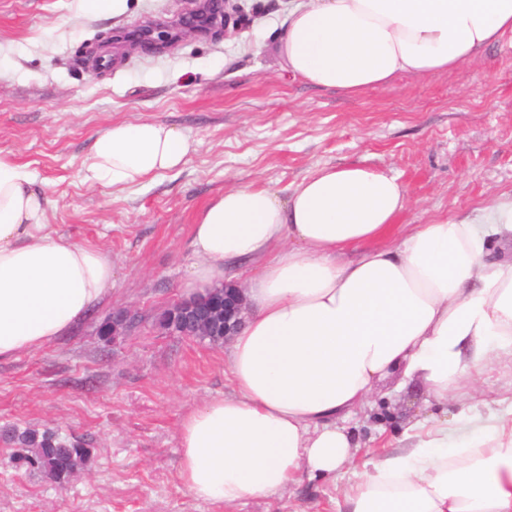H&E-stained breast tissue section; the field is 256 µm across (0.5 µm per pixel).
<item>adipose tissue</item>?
<instances>
[{
    "label": "adipose tissue",
    "instance_id": "obj_1",
    "mask_svg": "<svg viewBox=\"0 0 512 512\" xmlns=\"http://www.w3.org/2000/svg\"><path fill=\"white\" fill-rule=\"evenodd\" d=\"M512 37V0H289L277 36L281 69L359 95L405 74L452 71ZM192 143L154 121L97 133L89 177L115 190L182 164ZM47 200L27 166L0 152V359L74 328L112 290L98 247L48 233ZM410 194L397 176L325 166L288 194L226 189L195 218L187 295L221 286L253 260L252 311L233 338L232 391L187 412L178 477L194 497L230 508L354 466L342 427L391 371L419 375L431 408L390 453L365 461L338 512H512V402L469 413L478 376L512 355V202L464 221L400 231ZM359 250L341 262L338 251ZM459 403L456 438L437 410Z\"/></svg>",
    "mask_w": 512,
    "mask_h": 512
}]
</instances>
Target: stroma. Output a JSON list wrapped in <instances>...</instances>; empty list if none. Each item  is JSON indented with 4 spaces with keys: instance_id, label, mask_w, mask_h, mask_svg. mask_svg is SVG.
I'll return each instance as SVG.
<instances>
[{
    "instance_id": "stroma-1",
    "label": "stroma",
    "mask_w": 512,
    "mask_h": 512,
    "mask_svg": "<svg viewBox=\"0 0 512 512\" xmlns=\"http://www.w3.org/2000/svg\"><path fill=\"white\" fill-rule=\"evenodd\" d=\"M202 0H128L119 16L83 0H0V150L35 175L48 231L99 247L112 293L50 344L0 359V512H336L323 480L224 510L177 475L182 416L230 393L228 344L161 330L183 300L198 210L234 186L284 193L329 165L396 175L410 191L405 224L460 220L512 200V48L493 47L451 72L401 75L350 96L288 77L271 29L288 0H227L211 29L153 49L128 33L191 18ZM112 51L118 67L98 62ZM156 121L183 130L180 167L115 191L85 180L96 134ZM139 316L109 340L113 311ZM418 377L391 375L346 426L358 460L384 454L402 423L427 412ZM51 431L91 451L57 485L19 467L11 428Z\"/></svg>"
}]
</instances>
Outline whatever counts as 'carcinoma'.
I'll list each match as a JSON object with an SVG mask.
<instances>
[{
    "label": "carcinoma",
    "instance_id": "carcinoma-1",
    "mask_svg": "<svg viewBox=\"0 0 512 512\" xmlns=\"http://www.w3.org/2000/svg\"><path fill=\"white\" fill-rule=\"evenodd\" d=\"M12 440L20 446L17 460L31 471L53 482L65 479L75 468L87 466L90 450L78 441H62L53 435H37L31 430H15Z\"/></svg>",
    "mask_w": 512,
    "mask_h": 512
}]
</instances>
